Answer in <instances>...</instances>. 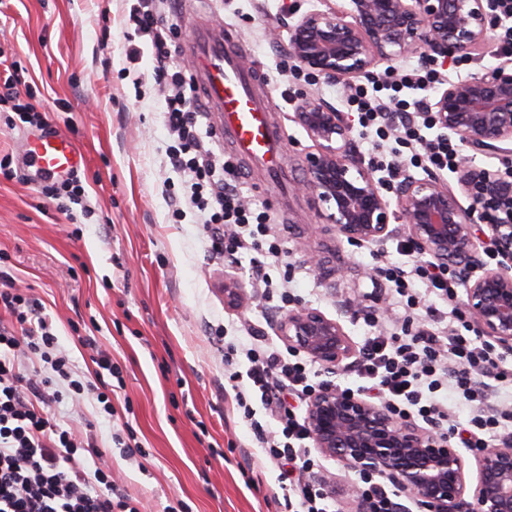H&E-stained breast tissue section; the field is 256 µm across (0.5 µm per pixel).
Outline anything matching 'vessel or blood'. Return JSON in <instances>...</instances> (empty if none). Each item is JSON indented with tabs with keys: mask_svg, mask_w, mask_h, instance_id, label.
I'll return each mask as SVG.
<instances>
[{
	"mask_svg": "<svg viewBox=\"0 0 512 512\" xmlns=\"http://www.w3.org/2000/svg\"><path fill=\"white\" fill-rule=\"evenodd\" d=\"M185 51L196 63V84L208 111L219 113L220 131L242 156L259 159L268 177H276L280 142L267 121L264 100L252 92L254 71L245 69L234 51L232 30L193 23ZM24 160L36 175L63 178L78 171L85 158L72 141L54 126L25 135Z\"/></svg>",
	"mask_w": 512,
	"mask_h": 512,
	"instance_id": "1",
	"label": "vessel or blood"
}]
</instances>
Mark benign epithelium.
<instances>
[{
  "instance_id": "benign-epithelium-1",
  "label": "benign epithelium",
  "mask_w": 512,
  "mask_h": 512,
  "mask_svg": "<svg viewBox=\"0 0 512 512\" xmlns=\"http://www.w3.org/2000/svg\"><path fill=\"white\" fill-rule=\"evenodd\" d=\"M290 15L287 60L346 91L379 64L410 54L424 62L470 58L497 27L492 0H341L324 10L294 7ZM431 111L464 151H512L506 63L448 83ZM293 120L316 147L303 189L336 234L351 245L402 235L419 255L463 267V312L483 336L512 351V171L476 167L464 157L454 187L407 175L388 190L353 158L343 113L305 96ZM274 330L289 348L329 368L355 354L339 320L313 308L289 311ZM306 423L319 454L394 486L425 512H512V435L471 461L447 437L335 385L313 394Z\"/></svg>"
}]
</instances>
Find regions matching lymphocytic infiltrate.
<instances>
[{
	"mask_svg": "<svg viewBox=\"0 0 512 512\" xmlns=\"http://www.w3.org/2000/svg\"><path fill=\"white\" fill-rule=\"evenodd\" d=\"M163 2L133 0L125 22L144 44L128 48L126 56L138 60L142 47H149L154 83L168 90L165 122L176 139L168 156L188 183L184 207L173 209L172 214L182 216L187 208L195 211L216 253L238 259L263 250L279 258L283 243L267 239L266 213L245 205L237 167L200 140L198 95L187 89L182 73L174 68L159 20ZM436 81L435 71L413 70L374 84L372 91H356L348 103L356 108L363 129L379 136L389 128L398 130L406 150L398 158L400 164L453 169L459 162L454 144L444 135L432 139L425 135L431 127L427 105L420 100L410 105L399 97L403 89L423 91ZM383 90L389 93L386 108L376 99ZM376 273L395 284L407 309L416 315L400 331L383 330L364 338L353 363L359 392L389 403L400 414L440 427L446 436L454 435L456 426L440 393H455L474 406L466 447H487L490 438L502 435L512 424V408L482 409L478 403L486 399L487 386L512 381V369L493 344L473 335L461 313L439 309V302L453 301L458 272L416 259L408 267L383 264ZM415 280L424 285L425 294L433 296V303H422V296L411 294ZM0 310L10 317L9 323L0 324V512H142L129 498L116 496L112 468L102 462L98 448L85 441L81 430L56 423L51 414L61 396L77 399L86 394L96 398L104 413H111L112 386L107 378L117 370L110 354L99 352L100 373L94 382L74 379L70 358L56 351L58 337L51 322L4 271H0ZM228 353L244 356L249 364L246 372H229L228 379L263 462L279 471L286 512H332L335 502L311 452L306 418L284 400L289 394L306 402L319 389L311 361L284 354L260 339L229 347ZM38 356L49 358L51 374L21 369L22 360ZM481 377L487 379V386L478 385ZM57 378L65 382L64 390L54 389ZM260 408L266 421L256 417ZM85 453L93 458L94 471L83 467Z\"/></svg>",
	"mask_w": 512,
	"mask_h": 512,
	"instance_id": "f902f5d3",
	"label": "lymphocytic infiltrate"
}]
</instances>
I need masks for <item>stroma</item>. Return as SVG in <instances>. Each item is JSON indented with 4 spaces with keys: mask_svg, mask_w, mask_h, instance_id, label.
Here are the masks:
<instances>
[{
    "mask_svg": "<svg viewBox=\"0 0 512 512\" xmlns=\"http://www.w3.org/2000/svg\"><path fill=\"white\" fill-rule=\"evenodd\" d=\"M322 8V0H174L164 14L174 61L187 82L193 65L184 52L188 27L202 16L222 20L237 35L240 61L267 78L257 92L282 130V186L264 184L259 163L237 160L245 200L271 217L272 236L285 242L274 281L290 279L292 306L340 319L353 342L370 334L366 314L389 312L401 328L403 308L375 265L398 261L396 239L379 246L341 241L299 186L313 142L293 119L294 100L321 98L343 112L352 154L391 160L394 137L363 134L339 86L311 83L287 64V8ZM127 0H10L0 7V67L17 71L22 97L46 124L57 126L86 157L78 177L89 214L69 217L31 181L23 160L22 128H11L0 107V270L28 289L52 320L59 348L76 379L96 378L97 350L110 352L123 387L112 412L94 401L63 399L57 418H73L103 451L121 490L148 502L151 512H279L278 472L261 466L246 422L236 413L224 377V346L248 334L279 343L278 317L261 300L249 261L213 254L193 214L169 215V197L182 177L166 155L170 143L164 98L152 81V57L129 64L138 44L125 26ZM237 282L247 300L234 310L224 284ZM130 426L142 450L126 453L113 436Z\"/></svg>",
    "mask_w": 512,
    "mask_h": 512,
    "instance_id": "1",
    "label": "stroma"
}]
</instances>
